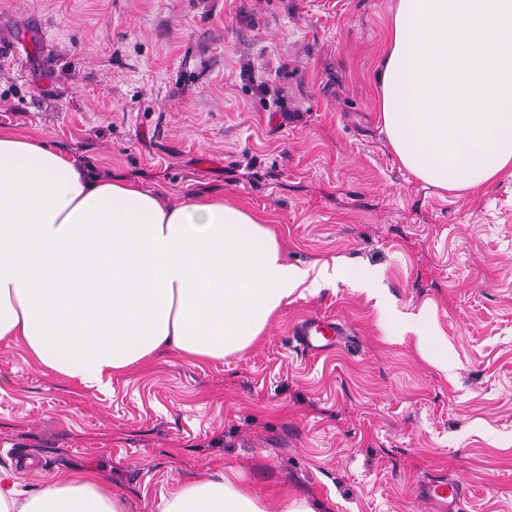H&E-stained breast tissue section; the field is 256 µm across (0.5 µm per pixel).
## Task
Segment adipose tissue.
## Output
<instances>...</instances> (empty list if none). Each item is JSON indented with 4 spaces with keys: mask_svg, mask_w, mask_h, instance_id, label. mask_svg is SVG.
Here are the masks:
<instances>
[{
    "mask_svg": "<svg viewBox=\"0 0 512 512\" xmlns=\"http://www.w3.org/2000/svg\"><path fill=\"white\" fill-rule=\"evenodd\" d=\"M383 130L422 182L470 191L512 177V0H398L376 72ZM327 266L284 261L266 217L241 201L171 204L97 175L31 135L0 129V341L92 388L175 351H243ZM0 512H137L95 474L23 495L0 470ZM160 512H312L276 506L224 474L183 482Z\"/></svg>",
    "mask_w": 512,
    "mask_h": 512,
    "instance_id": "ef3b65f1",
    "label": "adipose tissue"
}]
</instances>
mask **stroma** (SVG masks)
I'll list each match as a JSON object with an SVG mask.
<instances>
[{
	"instance_id": "35a3bbf8",
	"label": "stroma",
	"mask_w": 512,
	"mask_h": 512,
	"mask_svg": "<svg viewBox=\"0 0 512 512\" xmlns=\"http://www.w3.org/2000/svg\"><path fill=\"white\" fill-rule=\"evenodd\" d=\"M397 0H0V128L102 175L235 198L285 261L377 274L294 294L221 359L85 388L0 342V469L24 494L96 471L160 512L224 473L312 512H512V178L444 191L393 157L373 75ZM431 317L420 323L422 308ZM331 317L330 352L289 328ZM422 493L441 506V511L459 512L465 499L463 487L447 480H434L424 485Z\"/></svg>"
}]
</instances>
